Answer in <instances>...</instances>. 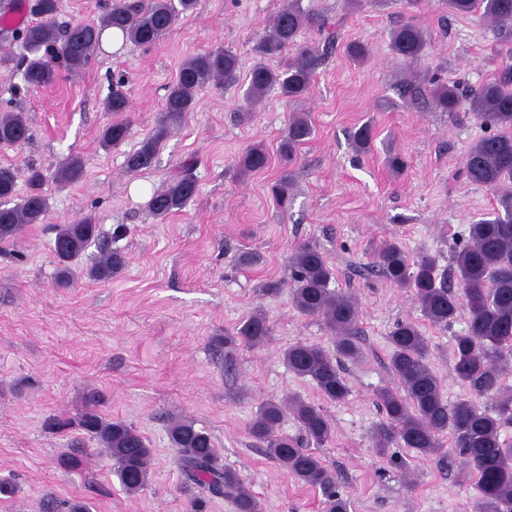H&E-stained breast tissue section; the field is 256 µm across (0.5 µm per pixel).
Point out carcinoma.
<instances>
[{
    "label": "carcinoma",
    "mask_w": 512,
    "mask_h": 512,
    "mask_svg": "<svg viewBox=\"0 0 512 512\" xmlns=\"http://www.w3.org/2000/svg\"><path fill=\"white\" fill-rule=\"evenodd\" d=\"M457 15L479 12L503 26L512 25V0H447ZM28 12L36 21L26 25L22 38L27 55L20 65L24 81L32 88L54 84L59 71L81 72L99 47L105 29L122 32L129 42L150 46L160 41L174 26L178 15L192 10L195 0H113L100 24L82 23L61 29L56 23L60 0H30ZM308 16L299 0H284L272 24L257 41V62L248 73L244 97L261 100L277 86L283 96L297 99L307 93L315 69L316 54L297 43ZM390 50L398 57L418 60L425 56L423 32L403 24L390 34ZM295 50L280 70L266 61ZM239 60L226 50H211L187 57L177 79L168 89L164 116L138 149L128 154L127 168L140 172L152 167L159 147L173 125L194 111V91L213 80L236 81ZM125 82L118 80L104 102V111L118 115L129 111ZM408 93L427 94L443 112H455L463 103L474 120L497 132L477 140L464 157L468 179L488 188L496 196L491 216L468 228L469 240L455 250L449 269H440L430 254L410 258L396 240H385L373 252V264L393 288L411 293L422 317L433 326L446 327L466 314V328L452 338L451 352L455 378L470 394L455 402L445 398L438 375L430 360V344L413 321L397 323L388 335L389 369L397 379L396 389L381 388L375 402L386 414V423L374 429L371 440L375 453L384 458L389 448H407L416 457L428 460L444 454L457 462L458 475L474 483L478 498L475 512H512V444L500 439L501 429L512 425V388L505 376L512 374V72L480 87L467 99L457 88L445 83L409 87ZM312 128L296 115L288 123L278 154L282 174L271 186L274 202L288 211L292 164L299 149L309 141ZM130 124L115 119L101 133L104 147L125 142ZM31 128L21 112L0 114V144L27 142ZM269 156L260 145L248 149L240 160L243 172L262 171ZM85 162L71 155L58 164L55 178L61 184L79 181ZM19 172L10 165L0 166V242L14 238L27 224H40L48 211L44 175L30 166L25 172L27 191L17 193ZM198 191L196 179L185 169L160 189L147 203L155 218L181 211ZM57 260L56 285L72 287L78 275L94 281H108L127 264L124 253L100 241L98 225L86 218L78 224H61L54 239ZM98 254L90 264L79 267L91 245ZM292 301L297 311L319 319L330 333L332 348L318 343L296 341L282 350L288 371L311 381L323 400L343 403L350 394L341 360L356 361L362 355L354 329L358 307L353 296L331 287L333 271L316 244L298 245L288 258ZM270 336L265 315L256 310L241 321L235 334L224 337V347H255ZM102 397L96 391L85 398L83 408L70 417H52L45 429L61 433L81 432L103 448L114 463L123 490L135 494L147 483L154 456L147 440L136 428L119 419H108L100 411ZM293 417L301 436L290 438L280 432L287 417ZM249 434L261 442L266 454L301 484L319 489L325 496V512H349L350 502L336 494L331 472L323 459L308 445L320 447L330 442L334 428L323 408L299 396L258 403L248 424ZM169 439L177 448L187 485H194L211 496L230 499L236 512H262L260 501L245 486L236 470L221 463L210 434L193 421L171 422Z\"/></svg>",
    "instance_id": "cac0c4a2"
}]
</instances>
